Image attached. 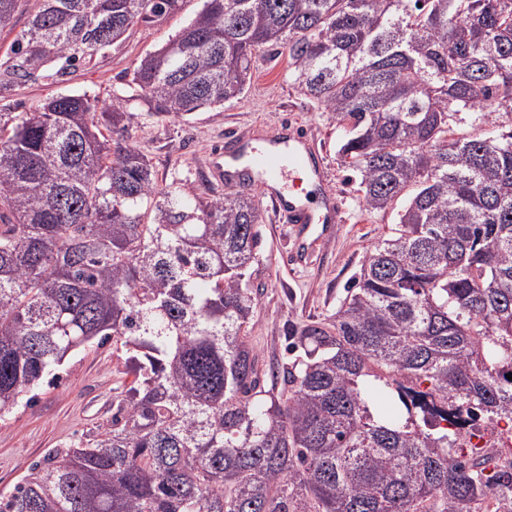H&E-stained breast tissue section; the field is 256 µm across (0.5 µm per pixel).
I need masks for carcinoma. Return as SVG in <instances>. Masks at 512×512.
<instances>
[{"label": "carcinoma", "instance_id": "1", "mask_svg": "<svg viewBox=\"0 0 512 512\" xmlns=\"http://www.w3.org/2000/svg\"><path fill=\"white\" fill-rule=\"evenodd\" d=\"M184 0H35L0 91L91 62ZM348 128L338 153L392 235L293 335L288 396L245 333L252 196L158 188L141 98L183 119L242 98L261 51ZM131 96L0 113V421L75 351L120 342L112 420L53 448L0 512H472L512 472L436 407L512 423V0H204ZM468 124L475 133H460Z\"/></svg>", "mask_w": 512, "mask_h": 512}]
</instances>
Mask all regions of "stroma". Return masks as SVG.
I'll list each match as a JSON object with an SVG mask.
<instances>
[{
	"instance_id": "1",
	"label": "stroma",
	"mask_w": 512,
	"mask_h": 512,
	"mask_svg": "<svg viewBox=\"0 0 512 512\" xmlns=\"http://www.w3.org/2000/svg\"><path fill=\"white\" fill-rule=\"evenodd\" d=\"M203 0H186L182 10L151 26L129 30L122 42L98 52L91 64L57 78L31 79L0 94L1 112H29L47 99L85 92L100 101L127 94L134 69L150 52L174 38L202 8ZM132 142L151 159L159 187L176 185L201 190L210 151L226 137L253 128L292 121L313 130L327 152L328 190L338 193L343 221L334 236L316 242L306 265L289 264L294 241L284 225L264 214L259 263L253 275L256 308L247 340L260 371L283 364L291 333L302 325L328 319L345 297L369 250L391 234L393 215L366 211L357 182L337 154L345 130L328 119L288 78V57H258L244 96L202 110L187 119H161L134 101ZM135 379L112 345L75 353L60 369V378L43 384L33 403L0 423V491L21 479L29 466L52 448H65L112 418V402Z\"/></svg>"
}]
</instances>
